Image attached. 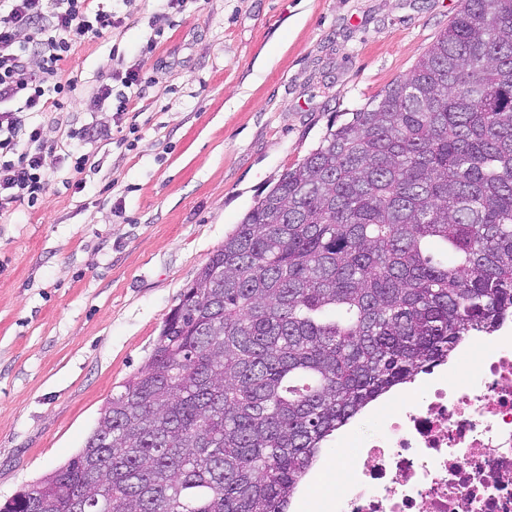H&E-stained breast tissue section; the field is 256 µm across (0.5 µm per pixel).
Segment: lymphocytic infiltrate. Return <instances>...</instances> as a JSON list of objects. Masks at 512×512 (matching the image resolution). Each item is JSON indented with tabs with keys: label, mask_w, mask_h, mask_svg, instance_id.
<instances>
[{
	"label": "lymphocytic infiltrate",
	"mask_w": 512,
	"mask_h": 512,
	"mask_svg": "<svg viewBox=\"0 0 512 512\" xmlns=\"http://www.w3.org/2000/svg\"><path fill=\"white\" fill-rule=\"evenodd\" d=\"M92 0H0V216L11 206L40 203L49 186L47 145L33 115L71 102L74 80L64 79L62 63L71 50L122 27L117 12L92 9ZM121 91H113V83ZM148 83L139 69L113 72L93 97L114 101L123 116L142 98Z\"/></svg>",
	"instance_id": "f902f5d3"
}]
</instances>
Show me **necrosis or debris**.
I'll return each mask as SVG.
<instances>
[{"label":"necrosis or debris","instance_id":"4bbe7bcc","mask_svg":"<svg viewBox=\"0 0 512 512\" xmlns=\"http://www.w3.org/2000/svg\"><path fill=\"white\" fill-rule=\"evenodd\" d=\"M379 419L340 437L341 489L302 497L303 512H512V324L463 342Z\"/></svg>","mask_w":512,"mask_h":512}]
</instances>
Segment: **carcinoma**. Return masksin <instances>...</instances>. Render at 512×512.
<instances>
[{
    "label": "carcinoma",
    "mask_w": 512,
    "mask_h": 512,
    "mask_svg": "<svg viewBox=\"0 0 512 512\" xmlns=\"http://www.w3.org/2000/svg\"><path fill=\"white\" fill-rule=\"evenodd\" d=\"M508 313L512 0H462L224 236L84 448L0 512H288L337 429Z\"/></svg>",
    "instance_id": "obj_1"
}]
</instances>
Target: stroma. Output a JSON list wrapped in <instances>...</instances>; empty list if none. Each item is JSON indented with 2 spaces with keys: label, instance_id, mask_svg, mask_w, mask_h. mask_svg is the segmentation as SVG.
<instances>
[{
  "label": "stroma",
  "instance_id": "stroma-1",
  "mask_svg": "<svg viewBox=\"0 0 512 512\" xmlns=\"http://www.w3.org/2000/svg\"><path fill=\"white\" fill-rule=\"evenodd\" d=\"M125 27L63 64L72 103L44 113L53 177L42 205L0 217V502L83 448L99 412L154 349L167 313L253 201L396 78L461 0H102ZM155 48L142 59L146 43ZM144 65L124 115L133 148L89 147L66 181L74 128L114 127L92 93ZM122 211H115V202Z\"/></svg>",
  "mask_w": 512,
  "mask_h": 512
}]
</instances>
